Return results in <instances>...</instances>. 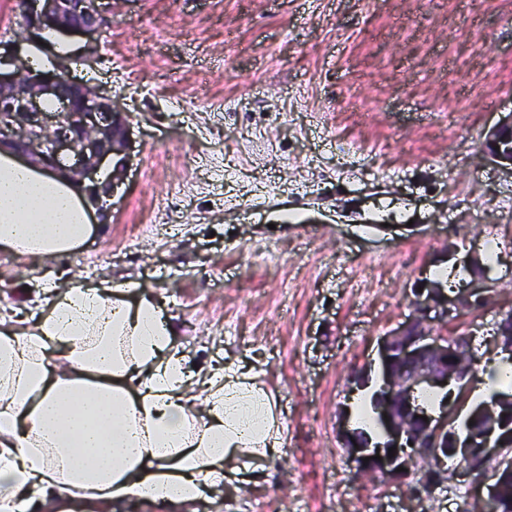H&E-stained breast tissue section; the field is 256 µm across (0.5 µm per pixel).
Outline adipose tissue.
<instances>
[{
  "label": "adipose tissue",
  "mask_w": 512,
  "mask_h": 512,
  "mask_svg": "<svg viewBox=\"0 0 512 512\" xmlns=\"http://www.w3.org/2000/svg\"><path fill=\"white\" fill-rule=\"evenodd\" d=\"M83 185L0 152V251L55 259L91 232ZM133 279L47 281L25 329L0 328V512H197L282 448L278 402L253 369H194L172 317ZM59 350L63 364L49 354Z\"/></svg>",
  "instance_id": "ef3b65f1"
}]
</instances>
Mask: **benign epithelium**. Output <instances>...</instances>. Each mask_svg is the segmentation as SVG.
I'll return each instance as SVG.
<instances>
[{"label": "benign epithelium", "instance_id": "1", "mask_svg": "<svg viewBox=\"0 0 512 512\" xmlns=\"http://www.w3.org/2000/svg\"><path fill=\"white\" fill-rule=\"evenodd\" d=\"M36 25L59 33L96 30L104 21L102 0H42ZM129 126L117 100L100 88L75 82L70 64L61 58L50 71L22 63L9 50L0 52V148L45 170L63 173L82 183L93 181L109 156L123 152ZM489 155L512 166V118L486 134ZM494 288L486 278L448 294L442 288L417 292L412 312L402 326L382 338V384L376 395L377 420L385 441L371 443L353 430L343 434L349 461L366 476L407 478L414 466L423 468L410 496L422 504L444 491L448 461L456 462L459 482L477 476L473 459H496L499 468L512 471V454L501 447L496 431L512 432L500 425L479 438L451 432L459 412L434 417L418 403L425 389L441 390L447 398H460L469 386V371L476 362L474 350L464 367L448 366L456 353L449 337L432 330L431 318L444 323L470 309ZM394 456H388L390 448ZM380 459H375L374 455ZM369 461H363V458ZM403 471H398V468Z\"/></svg>", "mask_w": 512, "mask_h": 512}]
</instances>
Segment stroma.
<instances>
[{
  "label": "stroma",
  "mask_w": 512,
  "mask_h": 512,
  "mask_svg": "<svg viewBox=\"0 0 512 512\" xmlns=\"http://www.w3.org/2000/svg\"><path fill=\"white\" fill-rule=\"evenodd\" d=\"M35 0H0V42ZM69 33L71 74L105 89L133 135L108 223L49 262L0 253V320L52 266L131 277L181 326L191 366L254 365L285 427L271 478L222 484L200 512H405L404 487L358 476L341 435L356 378L435 267L498 285L482 363L512 310V173L488 130L512 114V0H103ZM498 245L488 262L487 241Z\"/></svg>",
  "instance_id": "1"
}]
</instances>
